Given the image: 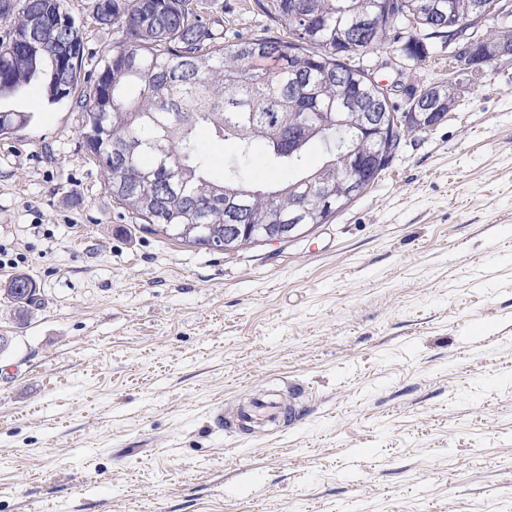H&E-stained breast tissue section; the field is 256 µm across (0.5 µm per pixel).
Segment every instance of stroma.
I'll use <instances>...</instances> for the list:
<instances>
[{
    "instance_id": "35a3bbf8",
    "label": "stroma",
    "mask_w": 512,
    "mask_h": 512,
    "mask_svg": "<svg viewBox=\"0 0 512 512\" xmlns=\"http://www.w3.org/2000/svg\"><path fill=\"white\" fill-rule=\"evenodd\" d=\"M90 51L115 29L63 0ZM225 40L277 36L255 0H206ZM406 76L458 63L426 42ZM0 137V512H512V66L485 65L362 196L298 240L233 253L151 233L115 201L75 97ZM215 173L289 179L200 130ZM261 389L276 434L217 429ZM1 297L16 305L19 309H25L34 303L37 288L31 278L25 274H18L11 278L7 288L0 289Z\"/></svg>"
}]
</instances>
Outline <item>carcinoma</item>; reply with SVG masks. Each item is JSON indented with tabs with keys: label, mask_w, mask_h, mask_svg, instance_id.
Returning <instances> with one entry per match:
<instances>
[{
	"label": "carcinoma",
	"mask_w": 512,
	"mask_h": 512,
	"mask_svg": "<svg viewBox=\"0 0 512 512\" xmlns=\"http://www.w3.org/2000/svg\"><path fill=\"white\" fill-rule=\"evenodd\" d=\"M110 18L93 11L101 26L122 33L112 53L95 60L82 27L53 31L59 42L80 48L72 69L52 49L32 50L19 37L42 19L64 12L62 0H0V18H15L0 40V101L16 99L32 85L51 103L59 83L81 90L84 146L104 165L112 197L155 234L206 249H224L226 224H317L318 193L347 176L344 154L378 150L363 129L364 114L389 117L401 111L357 55L384 44L422 59L418 32L432 37L450 29L467 39L466 22L481 15L508 25L498 0H397L391 14L382 0H256L281 26L280 36L218 40L204 15L203 0H108ZM93 63L82 70L83 62ZM112 92L103 115L105 131L88 138L98 123L93 106ZM29 112L0 111V136L31 120ZM206 127L222 141L265 148V162L297 167L309 144L319 141L328 160L318 169L274 187L256 188L232 171L221 179L196 139ZM0 295L23 309L35 301L31 278L18 274Z\"/></svg>",
	"instance_id": "obj_1"
}]
</instances>
